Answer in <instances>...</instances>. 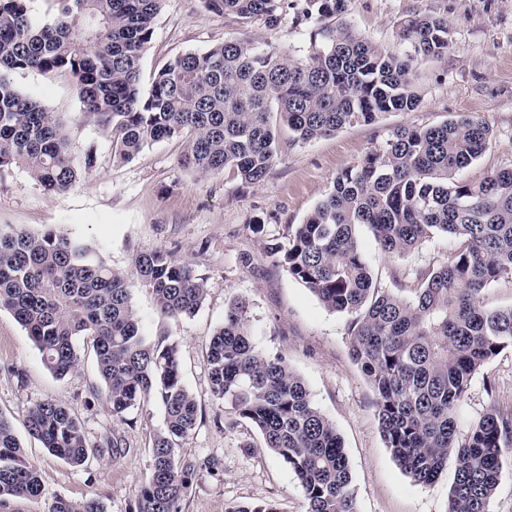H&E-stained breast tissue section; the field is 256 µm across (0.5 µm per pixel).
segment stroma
<instances>
[{
  "mask_svg": "<svg viewBox=\"0 0 512 512\" xmlns=\"http://www.w3.org/2000/svg\"><path fill=\"white\" fill-rule=\"evenodd\" d=\"M411 12L446 18V56L414 63L421 96L412 112H384L369 124L345 126L307 143L279 128V152L266 178L243 183L232 170L201 175L180 163L181 140L154 144L130 161L112 157L110 137L83 122L71 77L63 72L19 70L12 81L63 124L73 155L96 144L98 162L79 184L46 192L21 167L0 173V229L37 233L45 228L85 239L112 268L131 274L137 253L162 249L188 262L207 279L209 294L198 312L173 318L132 276L131 301L152 340L179 348L186 386L198 403V426L180 455L212 457L217 474L201 473L183 512H228L243 504L270 502L279 512H306L304 490L250 422L215 401L209 390L207 349L230 302H250L249 325L259 350L277 353L305 382L314 405L334 424L347 454L357 512H448L452 473L431 485L415 483L396 464L381 434L375 393L349 354L348 314L325 308L303 284L275 265L269 249L286 243L288 227L302 223L342 170L359 162L401 126H434L460 114L485 121L494 138L461 170L477 183L512 165V0H349L345 20L387 51L404 54L397 21ZM248 40L303 60L309 54L304 28L283 21L269 28L243 24L207 11L204 0H165L142 58V82L176 56L224 41ZM356 236L378 288L411 296L418 272L436 267L457 250L458 238L433 234L401 256L381 251L364 224ZM98 384L95 358L82 351L77 371L53 376L24 328L0 311V414L11 420L26 459L39 471L43 496L21 503L22 512H47L54 498L95 496L107 512H129L152 466V440L163 424L158 403L132 410L131 424H113ZM66 404L89 440L116 433L129 451L120 459L92 457L73 466L29 436L25 419L36 402ZM512 413V348L481 367L457 410L459 436L489 410Z\"/></svg>",
  "mask_w": 512,
  "mask_h": 512,
  "instance_id": "obj_1",
  "label": "stroma"
}]
</instances>
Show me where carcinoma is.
<instances>
[{"mask_svg":"<svg viewBox=\"0 0 512 512\" xmlns=\"http://www.w3.org/2000/svg\"><path fill=\"white\" fill-rule=\"evenodd\" d=\"M31 0H0V171L24 166L47 191H65L96 166L90 143L72 156L63 126L10 81L16 70L68 72L82 117L110 131L121 161L169 139L184 143L182 162L204 174L232 170L246 184L268 174L277 155L273 120L294 139L311 141L383 112H411L420 97L413 62L448 53V20L418 12L402 17L400 57L340 21L348 0H205L216 14L276 25L293 13L309 26L307 59L231 40L181 54L141 87L140 61L164 0H50L53 20L37 22ZM482 120L459 115L430 127L403 126L339 173L332 190L288 243L271 248L277 266L331 311L352 316L351 356L373 386L381 431L395 461L430 485L454 462L448 512H489L500 458L512 442V416L491 409L465 439L456 410L473 375L512 348V306L490 309L482 291L512 283V167L479 183L458 178L489 145ZM374 231L381 250L401 256L432 234L461 239L455 255L419 274L413 296L375 286L355 235ZM134 270L171 317H190L209 292L207 280L169 252L138 253ZM0 310L26 330L46 369L62 379L81 362L79 337L94 351L105 404L116 424L157 401L164 411L152 442V468L130 512H182L193 480L217 470L212 458L178 453L196 430L198 404L182 381L174 343L145 334L128 276L79 238L47 229L0 231ZM213 398L262 433L302 486L306 512H356L347 455L333 423L313 404L303 380L279 354L257 349L248 303H230L207 351ZM26 428L53 455L80 466L109 451L127 452L121 436L90 442L78 418L52 400L35 403ZM12 423L0 415V512L42 497ZM48 512H107L89 496L57 497Z\"/></svg>","mask_w":512,"mask_h":512,"instance_id":"carcinoma-1","label":"carcinoma"}]
</instances>
